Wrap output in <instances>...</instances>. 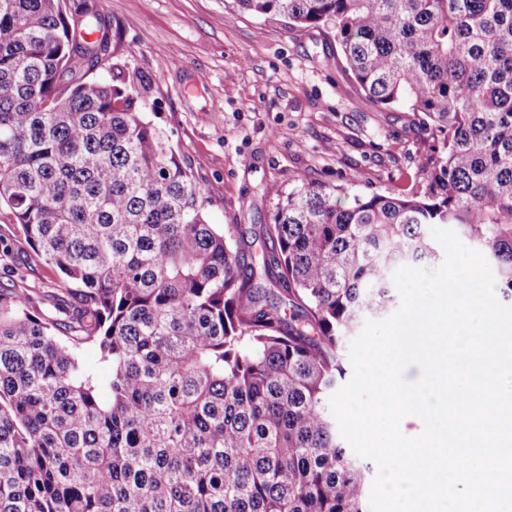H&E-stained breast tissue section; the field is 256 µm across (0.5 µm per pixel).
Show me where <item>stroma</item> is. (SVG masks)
Instances as JSON below:
<instances>
[{
    "mask_svg": "<svg viewBox=\"0 0 512 512\" xmlns=\"http://www.w3.org/2000/svg\"><path fill=\"white\" fill-rule=\"evenodd\" d=\"M108 26L136 49L155 124L190 163L209 223H272L297 179L386 193L420 179L433 140L403 109L367 103L331 32L292 30L233 0H99ZM0 288L58 285L0 206Z\"/></svg>",
    "mask_w": 512,
    "mask_h": 512,
    "instance_id": "1",
    "label": "stroma"
}]
</instances>
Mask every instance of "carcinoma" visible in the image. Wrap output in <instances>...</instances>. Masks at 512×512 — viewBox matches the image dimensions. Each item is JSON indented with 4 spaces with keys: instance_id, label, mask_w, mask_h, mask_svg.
Wrapping results in <instances>:
<instances>
[{
    "instance_id": "obj_1",
    "label": "carcinoma",
    "mask_w": 512,
    "mask_h": 512,
    "mask_svg": "<svg viewBox=\"0 0 512 512\" xmlns=\"http://www.w3.org/2000/svg\"><path fill=\"white\" fill-rule=\"evenodd\" d=\"M235 2L331 31L374 106L432 126L423 176L347 205L357 176L300 178L219 228L98 0H0V203L61 277L52 318L0 288V512H366L328 406L347 337L430 224L512 300V0Z\"/></svg>"
}]
</instances>
